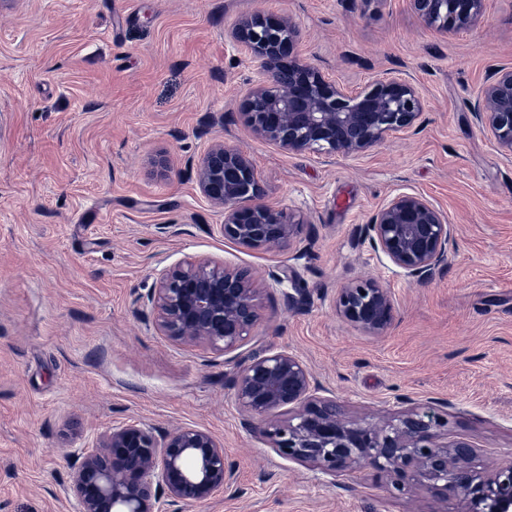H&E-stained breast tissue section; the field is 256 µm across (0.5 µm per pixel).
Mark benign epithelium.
<instances>
[{"instance_id": "benign-epithelium-1", "label": "benign epithelium", "mask_w": 512, "mask_h": 512, "mask_svg": "<svg viewBox=\"0 0 512 512\" xmlns=\"http://www.w3.org/2000/svg\"><path fill=\"white\" fill-rule=\"evenodd\" d=\"M411 10L440 32L472 28L483 0H409ZM266 80L241 104L253 135L290 152L359 154L414 127L420 94L399 76L375 79L353 92L326 77L296 52L300 31L288 17L253 14L233 32ZM471 112L481 130L512 157V70L495 71L478 91ZM200 193L224 209L225 238L257 252L288 249L300 222L262 201L256 168L239 147L214 141L196 163ZM361 240L419 281L448 262L452 225L425 198L395 195L358 229ZM261 282L245 270L212 262L158 273L149 290L162 335L200 342L226 354L239 350L259 319ZM393 296L374 279L342 288L337 312L371 336L392 320ZM235 401L282 458L336 475L374 469L396 487H425L441 498L462 499L465 512H512V461L491 468L475 463L473 447L448 441V419L417 410L390 419L351 420L294 353L279 350L245 361L231 380ZM232 478L223 446L207 431L180 427L159 436L144 423L112 428L81 449L67 492L76 512H168L175 501L204 502Z\"/></svg>"}]
</instances>
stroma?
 Instances as JSON below:
<instances>
[{
  "label": "stroma",
  "mask_w": 512,
  "mask_h": 512,
  "mask_svg": "<svg viewBox=\"0 0 512 512\" xmlns=\"http://www.w3.org/2000/svg\"><path fill=\"white\" fill-rule=\"evenodd\" d=\"M257 12L294 20L300 54L349 89L410 78L419 130L358 155L255 139L241 103L260 73L230 33ZM498 68H512V0H484L477 26L448 36L408 0H0V512H75L74 453L128 422L224 446L233 483L170 512H463L371 469L278 456L244 424L234 363L162 336L147 294L190 261L251 271L260 318L240 360L290 350L346 417L430 409L479 465L512 460V161L469 107ZM215 140L246 151L265 202L300 219L303 256L224 238L193 167ZM399 192L454 226L447 268L424 282L356 238ZM367 278L394 295L378 336L336 312Z\"/></svg>",
  "instance_id": "35a3bbf8"
}]
</instances>
